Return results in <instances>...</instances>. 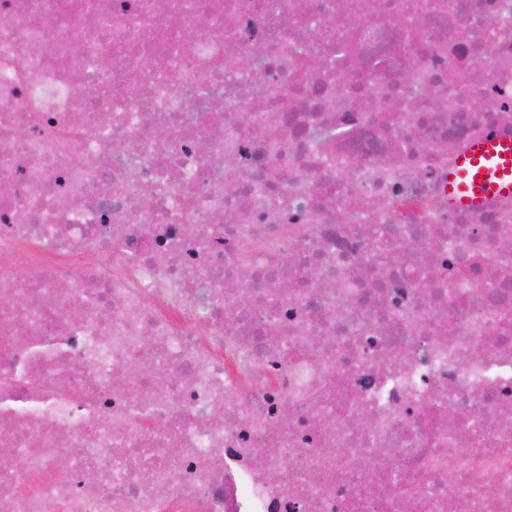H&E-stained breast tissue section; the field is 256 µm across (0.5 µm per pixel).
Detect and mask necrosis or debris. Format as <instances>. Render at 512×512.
I'll return each mask as SVG.
<instances>
[{
    "label": "necrosis or debris",
    "mask_w": 512,
    "mask_h": 512,
    "mask_svg": "<svg viewBox=\"0 0 512 512\" xmlns=\"http://www.w3.org/2000/svg\"><path fill=\"white\" fill-rule=\"evenodd\" d=\"M496 134L512 0H0V512H512ZM511 196V135H495L473 143L448 172V204L453 207Z\"/></svg>",
    "instance_id": "necrosis-or-debris-1"
}]
</instances>
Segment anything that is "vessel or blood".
Segmentation results:
<instances>
[{"label": "vessel or blood", "instance_id": "vessel-or-blood-1", "mask_svg": "<svg viewBox=\"0 0 512 512\" xmlns=\"http://www.w3.org/2000/svg\"><path fill=\"white\" fill-rule=\"evenodd\" d=\"M512 196V136L495 135L469 146L448 173V202L478 205Z\"/></svg>", "mask_w": 512, "mask_h": 512}]
</instances>
